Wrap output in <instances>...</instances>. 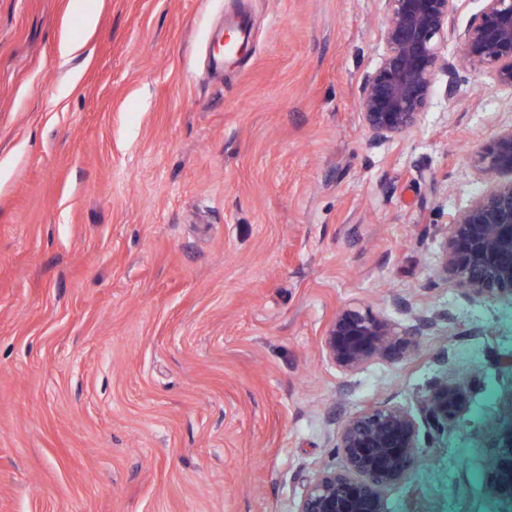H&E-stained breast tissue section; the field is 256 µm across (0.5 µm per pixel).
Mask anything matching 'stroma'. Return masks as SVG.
<instances>
[{
  "instance_id": "obj_1",
  "label": "stroma",
  "mask_w": 512,
  "mask_h": 512,
  "mask_svg": "<svg viewBox=\"0 0 512 512\" xmlns=\"http://www.w3.org/2000/svg\"><path fill=\"white\" fill-rule=\"evenodd\" d=\"M68 5L0 0V512H296L346 418L446 371L470 408L387 512H506L485 460L512 301L438 270L512 90L456 64L416 131L376 140L381 0H86L90 34ZM238 10L245 59L212 77ZM363 305L445 318L346 377L319 341Z\"/></svg>"
}]
</instances>
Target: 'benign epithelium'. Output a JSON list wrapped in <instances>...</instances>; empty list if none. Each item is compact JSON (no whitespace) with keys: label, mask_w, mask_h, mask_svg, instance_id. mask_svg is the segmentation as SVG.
Here are the masks:
<instances>
[{"label":"benign epithelium","mask_w":512,"mask_h":512,"mask_svg":"<svg viewBox=\"0 0 512 512\" xmlns=\"http://www.w3.org/2000/svg\"><path fill=\"white\" fill-rule=\"evenodd\" d=\"M384 52L360 86L358 108L374 138L415 130L431 98L436 74L453 71L442 52L456 0H383ZM479 15L458 37L459 58L512 90V0H482ZM490 187L448 225L442 275L474 295L512 299V128L498 134L477 159ZM440 313H413L402 326L366 307L336 313L320 337L322 355L345 376L373 361L410 353L411 337L436 328ZM472 384L444 374L414 405L373 403L336 432L339 467L322 469L303 486L296 512H386V495L406 483L419 449L432 446L467 412ZM488 493L512 504V424L489 429Z\"/></svg>","instance_id":"obj_1"}]
</instances>
